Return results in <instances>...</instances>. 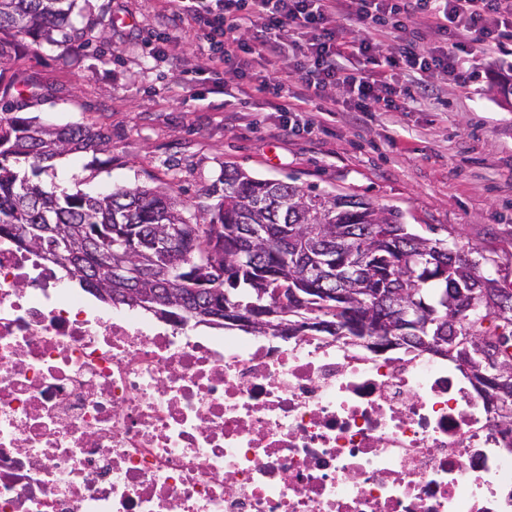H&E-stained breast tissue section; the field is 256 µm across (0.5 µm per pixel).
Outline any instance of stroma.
<instances>
[{
	"label": "stroma",
	"mask_w": 512,
	"mask_h": 512,
	"mask_svg": "<svg viewBox=\"0 0 512 512\" xmlns=\"http://www.w3.org/2000/svg\"><path fill=\"white\" fill-rule=\"evenodd\" d=\"M157 9L158 0H78L70 40L22 51L19 67L44 90L8 99L13 112L95 125L110 137L109 151L54 160L47 189L157 187L177 195L191 219L217 204L212 186L237 167L400 211L432 240L459 232L490 257L486 273L512 289V42L477 64L470 87L435 77L407 112L350 113L338 87L329 91L334 111L313 103L276 112L267 97L224 95L225 74L201 69L198 38L183 41L175 61L146 47L164 33ZM187 71L196 78L184 99L174 91Z\"/></svg>",
	"instance_id": "obj_1"
}]
</instances>
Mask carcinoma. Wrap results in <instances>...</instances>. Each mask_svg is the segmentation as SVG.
<instances>
[{
	"label": "carcinoma",
	"instance_id": "1",
	"mask_svg": "<svg viewBox=\"0 0 512 512\" xmlns=\"http://www.w3.org/2000/svg\"><path fill=\"white\" fill-rule=\"evenodd\" d=\"M76 0H0V100L39 86L36 75L13 68L21 42L52 41L75 29ZM12 71L4 79L6 71ZM109 136L90 125L46 126L34 118L0 111V236L15 228L26 238L49 247L64 231L78 241L68 255L74 267L112 289L110 302L123 304L125 288H183L195 302V287L218 285L232 301L244 305L265 288H288V323L320 318L316 299L334 296L341 316L354 327L345 342L356 345L373 338L401 339L406 353L420 336L451 328L467 345L456 350L464 361L481 363V339L496 338L502 360L512 369V320L496 323L478 335L467 324L448 321L445 299H470L497 280L483 274L490 258L458 236L444 244L415 233L397 210L378 209L352 194L321 193L281 180L259 179L239 168L224 169L222 187H213L220 202L211 217L206 256L179 278H160L157 247L174 227L190 237L185 205L163 190L121 186L106 194L58 195L44 186V163L70 153L108 148ZM29 163L19 175L10 161ZM134 235L141 245L137 264L142 278H113L103 269V237ZM421 308L424 323L394 332L397 308Z\"/></svg>",
	"mask_w": 512,
	"mask_h": 512
}]
</instances>
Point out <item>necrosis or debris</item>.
I'll return each mask as SVG.
<instances>
[{"label": "necrosis or debris", "instance_id": "obj_1", "mask_svg": "<svg viewBox=\"0 0 512 512\" xmlns=\"http://www.w3.org/2000/svg\"><path fill=\"white\" fill-rule=\"evenodd\" d=\"M435 357L106 312L0 237V512H512V431Z\"/></svg>", "mask_w": 512, "mask_h": 512}]
</instances>
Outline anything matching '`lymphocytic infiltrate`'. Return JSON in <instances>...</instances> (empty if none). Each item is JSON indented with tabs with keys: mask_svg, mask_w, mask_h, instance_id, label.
<instances>
[{
	"mask_svg": "<svg viewBox=\"0 0 512 512\" xmlns=\"http://www.w3.org/2000/svg\"><path fill=\"white\" fill-rule=\"evenodd\" d=\"M419 17L425 32L408 35ZM158 18L177 23L169 46L200 35L209 69L233 74L237 96L273 97L277 112L300 111L330 87L352 94L358 112L405 110L414 94L376 90L378 48L390 70L465 87L470 59L512 40V0H166Z\"/></svg>",
	"mask_w": 512,
	"mask_h": 512,
	"instance_id": "obj_1",
	"label": "lymphocytic infiltrate"
}]
</instances>
